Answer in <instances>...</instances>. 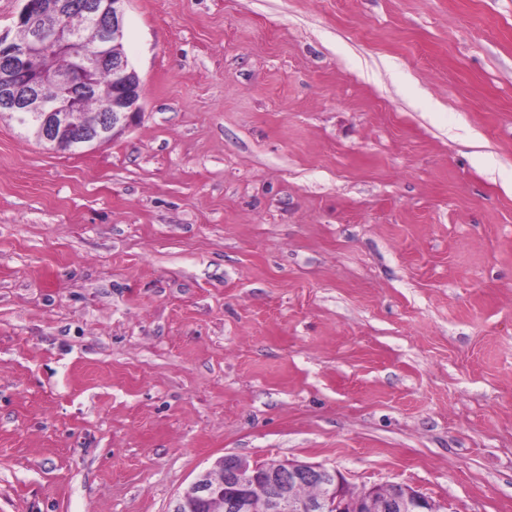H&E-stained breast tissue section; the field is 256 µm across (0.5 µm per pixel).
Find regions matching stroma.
<instances>
[{"mask_svg":"<svg viewBox=\"0 0 512 512\" xmlns=\"http://www.w3.org/2000/svg\"><path fill=\"white\" fill-rule=\"evenodd\" d=\"M81 155L0 118V512L227 454L512 512V0H128Z\"/></svg>","mask_w":512,"mask_h":512,"instance_id":"1","label":"stroma"}]
</instances>
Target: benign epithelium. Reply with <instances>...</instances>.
<instances>
[{"label":"benign epithelium","mask_w":512,"mask_h":512,"mask_svg":"<svg viewBox=\"0 0 512 512\" xmlns=\"http://www.w3.org/2000/svg\"><path fill=\"white\" fill-rule=\"evenodd\" d=\"M129 0H23L14 23L30 38L19 43L0 32V112L49 146L91 149L130 129L142 112V81L122 50L125 6ZM47 52L69 59L65 70L43 65ZM112 71V95L97 125H79L81 107L74 91L88 73ZM60 96L48 99L43 86ZM317 489L306 512H441L424 494L401 484L353 492L341 473L323 464L290 460L257 461L228 455L200 473L178 496L172 512H297L299 490Z\"/></svg>","instance_id":"obj_1"}]
</instances>
